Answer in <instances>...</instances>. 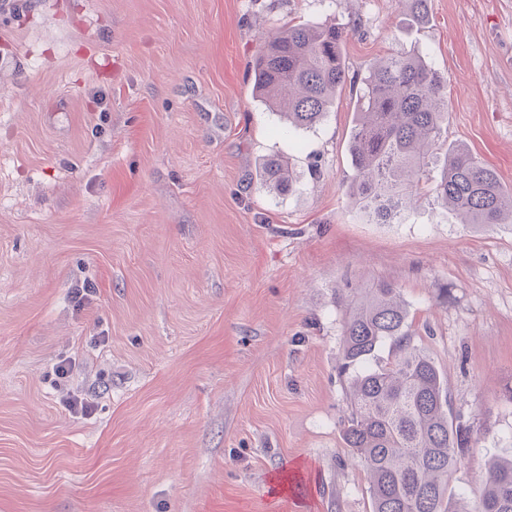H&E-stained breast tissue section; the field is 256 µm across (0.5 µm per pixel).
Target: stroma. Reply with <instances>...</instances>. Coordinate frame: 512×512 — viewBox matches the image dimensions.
<instances>
[{"instance_id": "35a3bbf8", "label": "stroma", "mask_w": 512, "mask_h": 512, "mask_svg": "<svg viewBox=\"0 0 512 512\" xmlns=\"http://www.w3.org/2000/svg\"><path fill=\"white\" fill-rule=\"evenodd\" d=\"M328 17L350 76L422 53L445 147L512 187V0L424 25L400 0H0V512H371L339 363L379 281L477 432L452 492L512 457V224L432 196L379 221L347 193L353 88L307 130L254 96L259 32ZM275 154L294 193L259 187Z\"/></svg>"}]
</instances>
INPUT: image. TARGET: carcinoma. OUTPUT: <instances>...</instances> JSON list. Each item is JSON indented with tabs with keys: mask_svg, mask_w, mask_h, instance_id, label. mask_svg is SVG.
<instances>
[{
	"mask_svg": "<svg viewBox=\"0 0 512 512\" xmlns=\"http://www.w3.org/2000/svg\"><path fill=\"white\" fill-rule=\"evenodd\" d=\"M430 0H405L410 20L429 19ZM351 26L337 19L285 24L259 37L253 81L260 101L293 128H313L330 112L349 76L342 47ZM360 108L350 136L354 174L349 195L385 221L433 192L462 224H511L512 188L466 146L448 152L430 174L448 121V82L415 54L397 51L361 81ZM298 177L289 158L261 167L260 188L292 193ZM390 344L388 358L367 365ZM341 370L351 373V413L343 429L369 476L371 512H512V460L494 461L477 505L452 502L451 476L471 447V426L448 419L445 381L413 344L400 291L381 281L352 301Z\"/></svg>",
	"mask_w": 512,
	"mask_h": 512,
	"instance_id": "cac0c4a2",
	"label": "carcinoma"
}]
</instances>
